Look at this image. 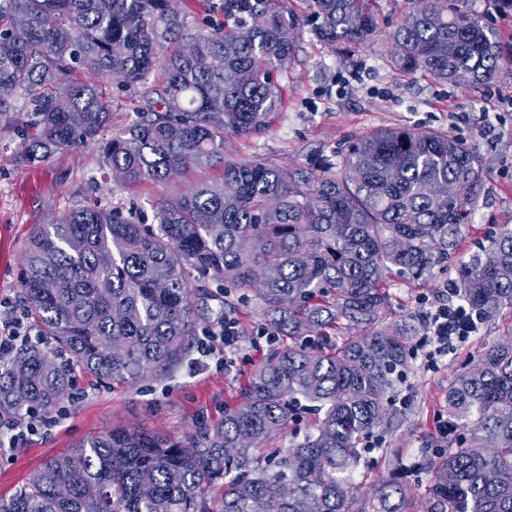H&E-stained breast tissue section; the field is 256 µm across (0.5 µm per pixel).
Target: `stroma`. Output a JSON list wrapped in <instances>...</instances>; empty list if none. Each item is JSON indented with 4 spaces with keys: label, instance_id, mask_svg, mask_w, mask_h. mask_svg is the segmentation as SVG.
Segmentation results:
<instances>
[{
    "label": "stroma",
    "instance_id": "stroma-1",
    "mask_svg": "<svg viewBox=\"0 0 512 512\" xmlns=\"http://www.w3.org/2000/svg\"><path fill=\"white\" fill-rule=\"evenodd\" d=\"M384 20L375 43L357 48L329 46L301 27L297 51L278 76L282 104L268 127L250 136L229 134L224 154L237 162L264 158L290 174L307 171L313 161H339L347 144L384 126L412 130L438 129L463 140L483 158L484 191L471 209L452 258L421 279L393 278L394 318L410 325L409 344L423 334L420 314L447 287L460 283L462 265L481 256L491 237L512 229V66H503L490 84L459 87L439 83L417 71L394 70L387 36L404 17L406 0H374ZM490 120L479 124L480 113ZM19 140L0 125V323L34 319L21 301L24 257L35 228L63 212L87 206L121 208L143 223L154 221L155 206L191 191L197 184L222 178L220 165H193L163 183L125 185L108 178L99 143L64 151L48 163L27 167L17 160ZM237 321L238 344L225 347L209 338L223 316ZM265 326L255 299L224 295L216 286L194 299L193 329L186 353L174 370L134 384L113 385L77 374L67 399L52 413L36 417V428L12 441L0 423V498L26 484L47 457L115 427L157 431L175 438L191 432L197 416L219 419L235 404L252 370L282 340L260 338ZM512 327V313L483 319L476 336L457 351L427 367L421 357H409L401 379L390 394L388 417L375 427L376 448L363 452L354 473L358 498L371 483L395 467L414 465L437 446L436 426L445 416L448 384L486 343Z\"/></svg>",
    "mask_w": 512,
    "mask_h": 512
}]
</instances>
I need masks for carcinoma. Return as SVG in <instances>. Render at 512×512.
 <instances>
[{"label":"carcinoma","mask_w":512,"mask_h":512,"mask_svg":"<svg viewBox=\"0 0 512 512\" xmlns=\"http://www.w3.org/2000/svg\"><path fill=\"white\" fill-rule=\"evenodd\" d=\"M174 0H0V122L24 165L96 140L110 120L100 78L145 88L137 119L101 147L123 182H162L219 163L222 182L159 203L156 225L102 207L72 210L31 238L22 295L56 350L21 348L0 368V418L49 414L74 368L130 382L173 367L193 323L198 280L254 295L288 345L249 376L218 422L184 439L114 428L49 457L0 512H353L361 439L388 415L407 364L386 287L447 260L484 190L482 158L440 130L378 128L340 163L294 176L224 157V135H252L281 104L299 19L288 0H224V26L186 33ZM324 43L367 46L381 30L371 0H306ZM390 34V63L479 87L505 64L488 21L512 0H412ZM71 275L52 293L41 283ZM460 298L487 317L512 308V231L464 266ZM355 330L350 336L341 329ZM312 432L269 448L299 410ZM456 443L425 455L424 512H512V330L448 385ZM409 471L376 480L369 508L401 512Z\"/></svg>","instance_id":"obj_1"}]
</instances>
